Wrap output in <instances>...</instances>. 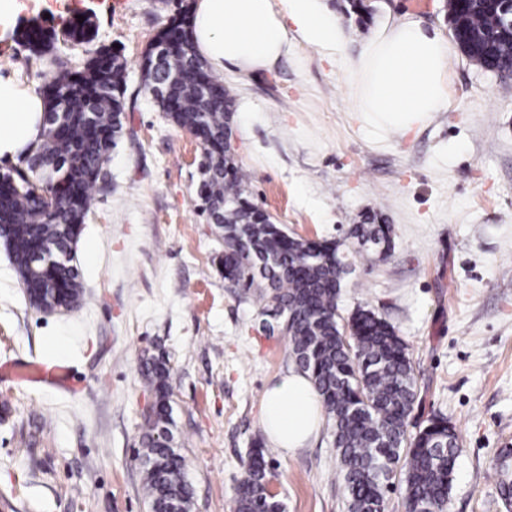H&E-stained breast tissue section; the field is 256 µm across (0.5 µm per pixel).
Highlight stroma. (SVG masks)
Here are the masks:
<instances>
[{"mask_svg":"<svg viewBox=\"0 0 512 512\" xmlns=\"http://www.w3.org/2000/svg\"><path fill=\"white\" fill-rule=\"evenodd\" d=\"M367 24L347 0H323L341 31L335 57L302 43L269 70L220 81L233 99L232 147L248 200L288 234L345 239L377 214L394 228L386 259L352 258L342 316L360 306L407 343L420 393L412 417L442 415L459 452L448 512H506L497 454L512 448V82L454 50L447 110L422 128L374 131L341 80L383 27L410 16L451 41L445 0H370ZM191 0H31L33 18L62 27L89 12L96 45H119L126 120L109 154L110 184L77 256L84 298L68 312L28 302L0 248V365L72 368L82 387L0 380V512H146L138 459L140 374L165 356L174 446L185 459L193 512H236V489L271 380L293 361L288 339L265 335L261 303L224 279V243L197 210L202 146L167 121L142 87L141 56ZM42 59L0 32V74L38 87ZM271 489L284 512H349L329 432L306 448H270Z\"/></svg>","mask_w":512,"mask_h":512,"instance_id":"1","label":"stroma"}]
</instances>
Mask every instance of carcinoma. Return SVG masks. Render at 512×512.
<instances>
[{"label":"carcinoma","instance_id":"obj_1","mask_svg":"<svg viewBox=\"0 0 512 512\" xmlns=\"http://www.w3.org/2000/svg\"><path fill=\"white\" fill-rule=\"evenodd\" d=\"M451 34L460 50L498 77H512V40L481 42L490 30L509 28L512 12L498 5L478 10L448 2ZM97 30L90 16L60 29L29 21L17 39L30 54L50 57V70L37 73L46 101L43 140L18 170L0 180V243L9 252L30 305L80 304L81 274L74 263L82 224L91 212L92 192L105 183L108 150L122 134L116 120L120 74L125 63L99 46L80 67L58 54L59 45L92 42ZM166 57L158 64L147 52L141 60L145 85L164 92L158 106L175 126L205 133L197 195L207 221L228 211L215 225L224 241L220 264L224 279L264 304L273 320L269 335L288 337L289 355L309 374L322 398L349 496L350 512H387L388 493L404 488L405 512H447L457 455V435L444 417L416 430L410 415L418 379L407 344L395 327L372 310L357 308L342 321L338 303L350 257L370 247L391 251V228L372 215L350 230V245L292 237L246 199L248 181L237 164L224 157L231 137L233 100L212 95L217 83L197 54L188 16H175L157 32ZM58 195L52 209L41 205L35 187ZM140 373L154 400L143 415L144 493L151 512H190L192 490L185 460L172 447L169 428L171 368L160 357L142 361ZM497 486L512 501V448L498 453ZM272 461L262 442L244 466L236 491V512H283L267 494Z\"/></svg>","mask_w":512,"mask_h":512}]
</instances>
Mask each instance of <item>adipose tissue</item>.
Listing matches in <instances>:
<instances>
[{
	"label": "adipose tissue",
	"mask_w": 512,
	"mask_h": 512,
	"mask_svg": "<svg viewBox=\"0 0 512 512\" xmlns=\"http://www.w3.org/2000/svg\"><path fill=\"white\" fill-rule=\"evenodd\" d=\"M191 38L211 72L249 76L271 69L296 41L333 53L335 19L320 0H194ZM452 47L419 21L386 27L342 66V79L371 125L414 131L448 103ZM45 103L33 88L0 76V159L18 161L42 141ZM326 411L310 380L291 371L270 382L260 422L271 443L291 453L321 432Z\"/></svg>",
	"instance_id": "ef3b65f1"
}]
</instances>
